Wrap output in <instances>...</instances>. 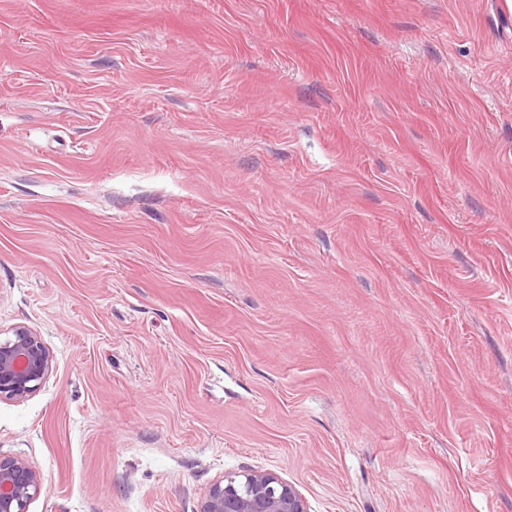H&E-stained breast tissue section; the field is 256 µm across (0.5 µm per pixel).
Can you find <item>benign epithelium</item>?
<instances>
[{"label": "benign epithelium", "instance_id": "obj_1", "mask_svg": "<svg viewBox=\"0 0 512 512\" xmlns=\"http://www.w3.org/2000/svg\"><path fill=\"white\" fill-rule=\"evenodd\" d=\"M53 355L42 337L25 325L0 338V400L23 401L46 383ZM43 475L22 457H0V512H29L40 496ZM197 512H310L299 489L273 471L227 474L215 481Z\"/></svg>", "mask_w": 512, "mask_h": 512}]
</instances>
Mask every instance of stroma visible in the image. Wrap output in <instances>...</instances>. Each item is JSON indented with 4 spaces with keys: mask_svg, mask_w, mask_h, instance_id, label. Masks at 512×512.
<instances>
[{
    "mask_svg": "<svg viewBox=\"0 0 512 512\" xmlns=\"http://www.w3.org/2000/svg\"><path fill=\"white\" fill-rule=\"evenodd\" d=\"M0 402L29 512H512L503 0H0ZM0 338V400L23 401L46 383L53 355L42 337L25 325ZM299 489L273 471L227 474L216 480L197 512H310Z\"/></svg>",
    "mask_w": 512,
    "mask_h": 512,
    "instance_id": "35a3bbf8",
    "label": "stroma"
}]
</instances>
